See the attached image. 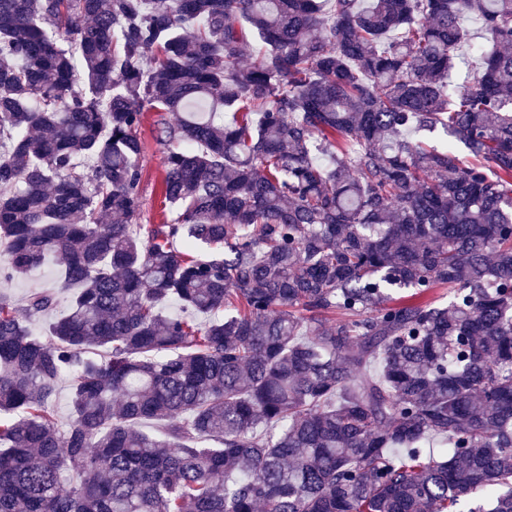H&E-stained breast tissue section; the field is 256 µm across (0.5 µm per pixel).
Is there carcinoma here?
Here are the masks:
<instances>
[{
    "instance_id": "cac0c4a2",
    "label": "carcinoma",
    "mask_w": 512,
    "mask_h": 512,
    "mask_svg": "<svg viewBox=\"0 0 512 512\" xmlns=\"http://www.w3.org/2000/svg\"><path fill=\"white\" fill-rule=\"evenodd\" d=\"M49 264L0 512H512V0H0V285ZM155 113H144L137 130V134L143 142V152L139 160L141 169L140 190L143 202L141 224H161L165 217L161 196L164 150L157 144L154 137Z\"/></svg>"
}]
</instances>
